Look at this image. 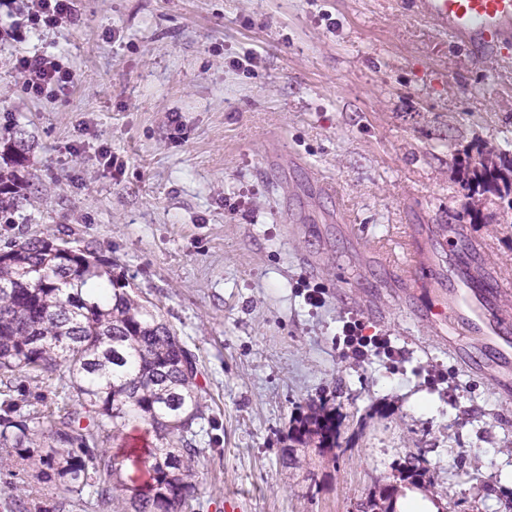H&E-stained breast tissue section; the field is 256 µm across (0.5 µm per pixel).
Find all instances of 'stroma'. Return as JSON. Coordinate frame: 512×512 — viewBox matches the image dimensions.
<instances>
[{
    "label": "stroma",
    "mask_w": 512,
    "mask_h": 512,
    "mask_svg": "<svg viewBox=\"0 0 512 512\" xmlns=\"http://www.w3.org/2000/svg\"><path fill=\"white\" fill-rule=\"evenodd\" d=\"M79 8V26L0 41V153L26 152L0 167L24 186L0 248L60 238L111 258L196 354V512H355L411 454L440 512H503L512 403L441 345L428 289L386 257L409 242L431 262L453 229L486 243L479 269L512 280V210L467 196L461 169L475 146L512 158V43L478 59L414 0ZM35 51L62 56L72 84L26 94L12 58ZM466 207L494 223L457 221ZM353 317L401 357L353 359ZM6 385L25 411L58 391L23 373ZM322 399L334 450L294 437ZM10 495L28 512H113L0 471Z\"/></svg>",
    "instance_id": "obj_1"
}]
</instances>
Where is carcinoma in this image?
<instances>
[{"label": "carcinoma", "mask_w": 512, "mask_h": 512, "mask_svg": "<svg viewBox=\"0 0 512 512\" xmlns=\"http://www.w3.org/2000/svg\"><path fill=\"white\" fill-rule=\"evenodd\" d=\"M467 188L492 193L512 209V165L478 156ZM0 173V220L10 224L17 188ZM112 260L69 242L28 239L0 249V375L52 380L66 367L61 404L24 414L9 394L0 405V470L31 471L51 490L103 503L125 500L128 512H191L198 495L188 435L204 419L195 355L171 326L112 271ZM137 424L155 433L153 448L137 456L148 467L144 489L120 478V461L100 450L126 447ZM298 435L336 442L326 402L301 422ZM400 479L423 480L417 457L399 464Z\"/></svg>", "instance_id": "1"}]
</instances>
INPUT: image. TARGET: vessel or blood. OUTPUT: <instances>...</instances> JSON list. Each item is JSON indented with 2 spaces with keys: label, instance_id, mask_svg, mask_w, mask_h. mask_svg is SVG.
Instances as JSON below:
<instances>
[{
  "label": "vessel or blood",
  "instance_id": "b4317fda",
  "mask_svg": "<svg viewBox=\"0 0 512 512\" xmlns=\"http://www.w3.org/2000/svg\"><path fill=\"white\" fill-rule=\"evenodd\" d=\"M419 13L436 22L456 42L477 58L498 55L512 43V0H417ZM484 244L442 243L447 263H421L413 250H406L398 266L407 285L437 284L439 290L426 308L433 320L447 321L463 335L478 337L480 350L498 371L504 398H512V321L497 308L501 293L512 284L493 273L476 274L473 259Z\"/></svg>",
  "mask_w": 512,
  "mask_h": 512
}]
</instances>
